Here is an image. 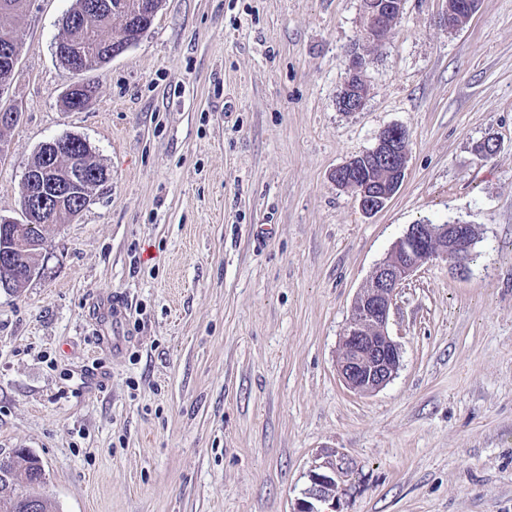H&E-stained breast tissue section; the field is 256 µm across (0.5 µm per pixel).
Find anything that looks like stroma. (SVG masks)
<instances>
[{
	"label": "stroma",
	"instance_id": "stroma-1",
	"mask_svg": "<svg viewBox=\"0 0 512 512\" xmlns=\"http://www.w3.org/2000/svg\"><path fill=\"white\" fill-rule=\"evenodd\" d=\"M446 2L405 0L375 45L363 0H163L77 76L54 53L75 0H27L0 216L44 142L110 173L44 273L0 290V453L42 461L57 512H297L331 460L336 512H512V0L456 30ZM354 54L369 94L344 112ZM77 81L95 99L64 111ZM393 126L405 177L366 215L331 175ZM458 221L471 260L413 274L397 373L349 390L357 293L409 225Z\"/></svg>",
	"mask_w": 512,
	"mask_h": 512
}]
</instances>
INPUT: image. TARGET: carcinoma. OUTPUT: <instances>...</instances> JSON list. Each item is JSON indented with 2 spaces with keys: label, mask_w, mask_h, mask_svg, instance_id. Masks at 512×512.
I'll return each mask as SVG.
<instances>
[{
  "label": "carcinoma",
  "mask_w": 512,
  "mask_h": 512,
  "mask_svg": "<svg viewBox=\"0 0 512 512\" xmlns=\"http://www.w3.org/2000/svg\"><path fill=\"white\" fill-rule=\"evenodd\" d=\"M93 0H76L73 10L66 15L63 23V34L57 41V55L63 65H68L69 55L75 46L84 44L88 49L85 70L96 69L109 61L108 45L123 46L131 44L132 29L126 22V7L138 0H112V8H103L98 12H88L89 3ZM94 98L93 86L77 81L65 91L61 97L62 107L67 111H81L88 108ZM59 147L60 165L63 167L77 158L87 173V182L76 185L72 195L64 201L61 211L51 217L30 216L22 210L23 219L10 225L21 239L30 240L40 245V261H45L43 252L47 251L48 240L45 228L48 224H70L78 217V212L86 203L92 191L107 180L106 169L94 160L91 148L79 137L61 138ZM7 479L0 476V512H23L25 502L34 499L39 502V512H55V505L45 494L46 474L38 457L24 449H18L9 457Z\"/></svg>",
  "instance_id": "carcinoma-1"
}]
</instances>
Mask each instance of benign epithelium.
Masks as SVG:
<instances>
[{"label": "benign epithelium", "instance_id": "1", "mask_svg": "<svg viewBox=\"0 0 512 512\" xmlns=\"http://www.w3.org/2000/svg\"><path fill=\"white\" fill-rule=\"evenodd\" d=\"M404 0H384L365 14L364 28L368 39L380 43L390 31L388 15L403 10ZM477 11V5H465V15L452 17L445 13L440 22L454 30ZM17 61L15 40L0 43V62L14 66ZM368 85L362 75V62L352 57L338 104L347 112L364 106ZM53 141L42 146L46 165L40 180H25L27 210L34 216H52L69 196L70 183L79 181L80 166L74 164L65 176L55 172ZM407 166L406 131L399 127L384 130L375 146L336 168V184L354 191L358 205L365 213L382 209L402 184ZM475 229L470 224H411L398 239L389 257L377 264L366 286L353 302L350 320L339 341L338 373L351 390L370 394L383 388L394 376L401 361L399 345L392 340L387 325L400 288L424 263L441 258L455 266H463L476 243ZM342 474L336 464L311 475L307 495L322 503L335 498L337 479Z\"/></svg>", "mask_w": 512, "mask_h": 512}]
</instances>
